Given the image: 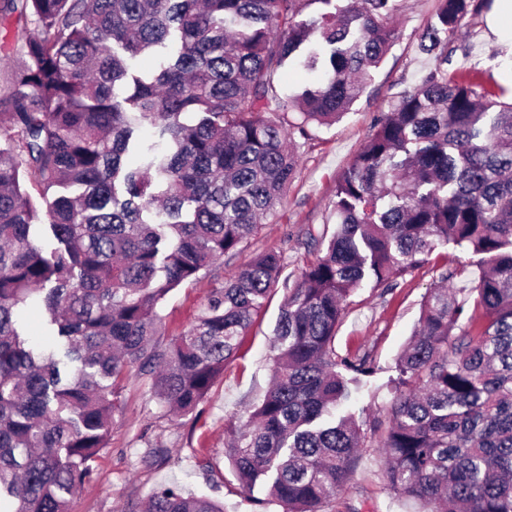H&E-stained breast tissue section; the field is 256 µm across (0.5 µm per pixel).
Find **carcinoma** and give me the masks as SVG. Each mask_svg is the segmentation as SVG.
Here are the masks:
<instances>
[{"label":"carcinoma","instance_id":"obj_1","mask_svg":"<svg viewBox=\"0 0 512 512\" xmlns=\"http://www.w3.org/2000/svg\"><path fill=\"white\" fill-rule=\"evenodd\" d=\"M485 0H438L419 35L433 67L381 113L336 181V230L285 295L273 381L225 448L257 505L326 512L360 459L349 402L365 356L334 340L349 297L388 289L450 243L488 256L463 297L436 288L395 362L399 395L379 447L386 481L422 512H512V83L455 69L452 38ZM325 11L308 20L303 11ZM398 0H0L23 23L0 94V499L69 512L108 448L123 383L146 375L177 416L197 411L279 283L256 255L196 323L162 342L160 307L234 256L297 173L296 137L360 97L395 38ZM33 30H27V26ZM171 47L145 77L132 62ZM299 62L316 81L288 99ZM297 117L290 120L288 113ZM32 186L49 251L34 237ZM41 298L61 341L15 326ZM146 512H224L154 490Z\"/></svg>","mask_w":512,"mask_h":512}]
</instances>
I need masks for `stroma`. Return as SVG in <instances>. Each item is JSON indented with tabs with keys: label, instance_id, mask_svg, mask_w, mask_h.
I'll use <instances>...</instances> for the list:
<instances>
[{
	"label": "stroma",
	"instance_id": "35a3bbf8",
	"mask_svg": "<svg viewBox=\"0 0 512 512\" xmlns=\"http://www.w3.org/2000/svg\"><path fill=\"white\" fill-rule=\"evenodd\" d=\"M437 0H405L393 24L396 39L372 73L362 96L334 125L312 126L310 140L299 151L298 172L273 215L259 225L243 250L213 264L206 274L182 284L161 306L166 336L188 330L204 309L213 288L232 279L256 253L275 248L285 257L282 278L295 284L302 269L323 255L322 236L335 229L330 213L338 178L352 164L381 112L399 92L412 88L432 62L417 50L420 32ZM459 52L453 68L506 75L493 54L499 37L480 13L456 38ZM479 257L449 245L429 263L398 277L393 288L363 287L350 299L336 333L338 354L369 355L377 372L364 378L349 404L364 432L362 460L346 487L332 502V512H419L413 502L396 499L389 490L378 446L395 398V360L409 340L429 292L441 284L442 272L458 270L453 287H472ZM276 290L265 312L244 336L239 354L224 370L196 413L171 419L151 391L149 378L131 376L112 419L111 440L89 482L70 500V512H141L148 495L163 485L184 493L205 494L223 503L224 512H257L241 493L225 443L263 397L271 376L270 339L283 299ZM22 337L48 348L54 328L40 301L23 307L17 318Z\"/></svg>",
	"mask_w": 512,
	"mask_h": 512
}]
</instances>
